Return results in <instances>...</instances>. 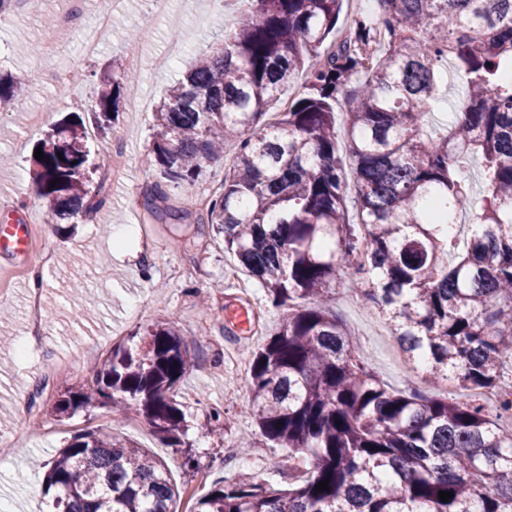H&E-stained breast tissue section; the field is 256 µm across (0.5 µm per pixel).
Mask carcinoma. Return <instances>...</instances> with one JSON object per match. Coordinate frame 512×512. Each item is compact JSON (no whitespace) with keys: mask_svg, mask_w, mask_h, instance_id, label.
<instances>
[{"mask_svg":"<svg viewBox=\"0 0 512 512\" xmlns=\"http://www.w3.org/2000/svg\"><path fill=\"white\" fill-rule=\"evenodd\" d=\"M378 2L379 22L356 18L338 40L345 0H245L224 41L197 55L154 112L160 180L143 190V207L158 219L191 215L169 207V191L196 182L226 141L238 144L196 223L223 237L282 314L249 360L248 408L263 436L306 465L286 488L253 477L216 485L194 512H512V429L499 424L512 405L391 389L333 309L347 275L431 380L512 386V0ZM445 62L466 84L460 116L436 137L424 126ZM294 89L282 117L261 124ZM17 91L0 68V112ZM123 102L114 77L101 82L87 108L100 133ZM39 147L36 194L56 231L106 204L104 183L91 186L81 117L53 126ZM477 157L478 195L464 177ZM450 211L474 216L464 248L443 223ZM129 341L60 393L53 412L136 404L178 447L184 414L173 394L192 366L188 348L170 319ZM44 485L54 512H176L180 499L160 459L101 431L71 435ZM441 491L454 496L442 502Z\"/></svg>","mask_w":512,"mask_h":512,"instance_id":"1","label":"carcinoma"}]
</instances>
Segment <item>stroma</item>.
Returning <instances> with one entry per match:
<instances>
[{
	"label": "stroma",
	"mask_w": 512,
	"mask_h": 512,
	"mask_svg": "<svg viewBox=\"0 0 512 512\" xmlns=\"http://www.w3.org/2000/svg\"><path fill=\"white\" fill-rule=\"evenodd\" d=\"M67 0H22L0 20V68L21 83L10 112L0 114V154L10 163L0 167V223L24 220L30 226L31 253H0V285L7 288L0 305L10 308L0 318V499L14 512H47L49 497L43 476L46 463L62 442L80 430L120 432L151 449L167 466L173 483L194 496L205 495L215 483L248 472L276 486H287L301 471L286 449L263 437L247 409L248 364L252 351L276 329L280 316L268 307L264 292L250 284L210 226L193 219L145 221L141 192L158 178L151 153V109L180 76V64L157 67L154 58L177 25L187 53L211 50L224 38L233 6L224 0H174L168 15L155 18L150 36L137 56H130L127 35L141 28L149 0H125L114 15V36L95 57L79 53L78 33L47 28L45 18H57ZM58 49L52 58L38 51L46 35ZM116 62L128 95L112 133L89 140L92 159L112 156L125 167L123 183L110 187L109 211L77 218L74 235L56 234L47 222L45 202L32 189L35 144L51 125L71 112H83L97 90V76ZM79 72L81 83L59 95L57 85L43 82L44 70ZM45 116L41 127L29 126L31 113ZM144 226V237H133L123 249L112 244V228ZM52 254L40 266L37 250ZM42 267V345H30L31 326L26 298L29 275ZM336 311L352 335L362 339L369 366L391 388L417 389L429 396L461 399L448 382L428 375L412 380L396 340L384 320L366 309L349 282L338 285ZM176 321L193 365L176 389L184 417L183 443L163 445L137 410L114 413L97 405L59 418L51 403L59 391L82 382L85 364L75 352L97 346L101 362L113 346L150 327L163 315ZM62 364L48 374L47 362ZM224 413L215 428L213 410ZM43 421L44 433L31 431L32 418Z\"/></svg>",
	"instance_id": "stroma-1"
}]
</instances>
